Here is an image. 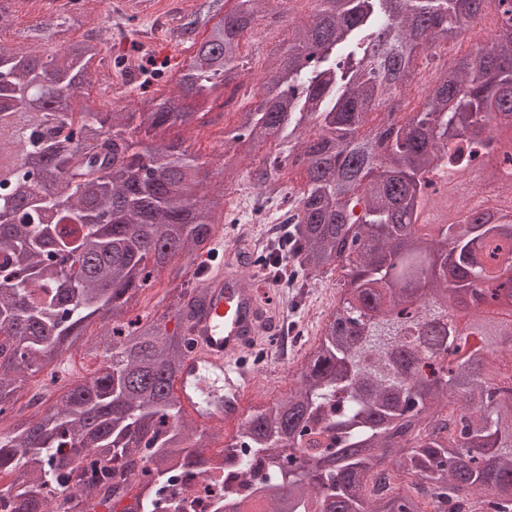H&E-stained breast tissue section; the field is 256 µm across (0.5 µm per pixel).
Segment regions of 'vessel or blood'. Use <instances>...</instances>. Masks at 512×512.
Here are the masks:
<instances>
[{
    "mask_svg": "<svg viewBox=\"0 0 512 512\" xmlns=\"http://www.w3.org/2000/svg\"><path fill=\"white\" fill-rule=\"evenodd\" d=\"M246 252H228L225 261L208 267L198 305L185 312L181 329L191 340L174 393L182 409L204 423L223 425L224 401L212 396L210 383L218 379L233 391L251 384L242 358L259 336L278 333L281 314L266 300L255 281L242 277Z\"/></svg>",
    "mask_w": 512,
    "mask_h": 512,
    "instance_id": "vessel-or-blood-1",
    "label": "vessel or blood"
}]
</instances>
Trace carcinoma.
Returning <instances> with one entry per match:
<instances>
[{"label":"carcinoma","mask_w":512,"mask_h":512,"mask_svg":"<svg viewBox=\"0 0 512 512\" xmlns=\"http://www.w3.org/2000/svg\"><path fill=\"white\" fill-rule=\"evenodd\" d=\"M254 108L237 113L245 151L300 144L264 159L272 187L303 166L296 213L268 271L311 280L339 272L340 298L306 355L299 385L254 410L224 455L225 505L263 512H512V212L470 219L428 192L427 175L479 194L512 179V34L477 47L430 85L403 121L369 123L410 86L415 63L457 40L486 0H315ZM272 0H237L212 24L178 83L197 100L233 101L240 36ZM104 42L67 41L60 57L0 40V421L26 394V377L57 362L87 324L100 335L98 368L52 405L0 435V512H54L66 484L69 512L147 479L122 512H159L164 476L206 475L205 433L192 432L172 392L187 350L180 325L126 321L155 269L211 251L224 195L199 196L209 177L184 142L141 133L189 130L179 100L140 97L132 112L73 111ZM493 124L486 123V117ZM310 121L315 133L302 130ZM35 152L56 175L6 161ZM481 157L498 161L473 170ZM439 224L426 223L431 211ZM487 288H474L476 283ZM489 296V316L462 306ZM404 475L376 486L383 465Z\"/></svg>","instance_id":"1"}]
</instances>
